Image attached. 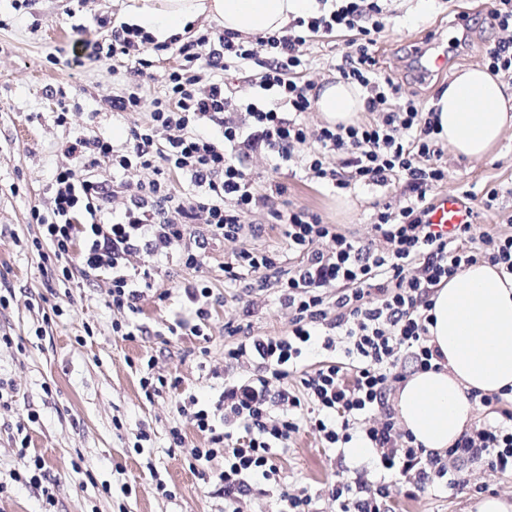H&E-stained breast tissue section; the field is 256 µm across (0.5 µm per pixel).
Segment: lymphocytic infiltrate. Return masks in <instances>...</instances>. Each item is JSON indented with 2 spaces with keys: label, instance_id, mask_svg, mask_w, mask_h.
Masks as SVG:
<instances>
[{
  "label": "lymphocytic infiltrate",
  "instance_id": "f902f5d3",
  "mask_svg": "<svg viewBox=\"0 0 512 512\" xmlns=\"http://www.w3.org/2000/svg\"><path fill=\"white\" fill-rule=\"evenodd\" d=\"M502 37L487 44L483 58L495 75L512 77V0H493L487 16ZM384 28L379 0H335L331 10H318L293 20L285 34H256L242 38L233 32L200 35L179 46L156 42L139 27H112L109 44H93L95 57L123 63L131 91L107 101L114 112H143L145 121L129 129L124 149L100 136L66 142V165L52 177L47 208H32V223L40 227L30 247L49 251L60 282L74 270L91 276L110 275L106 305L123 314L114 333L132 338L143 327L135 320L140 303L154 290L165 261L178 259L201 269L211 241L234 242L256 236L253 213H265L278 226L286 251L242 249L224 265L225 287L253 277L254 288L276 286L280 307L288 310L291 328L284 336H252L243 326H228L239 341L225 350L232 363L247 362L255 370L246 380H225L211 405L199 406L195 396L180 402L178 411L208 445L191 451V470L200 472L216 457L224 468L217 475L224 494V512H240L239 498L253 480L273 483L279 512H311L308 489L293 493L284 486L274 451L288 447L309 422L328 448H340L360 438L378 457L384 475L365 491L345 478L330 489L338 512H390L388 478L402 477L423 492L440 480L467 488V466L481 462L512 471V400L500 394L470 391L494 418L463 435L444 452L416 445L409 433H398L387 396L394 383L405 380L406 368L434 369L440 351L429 343L431 297L442 282L463 268L487 262L512 274V236L455 225L451 233L430 222L434 191L448 177L436 135L437 115L414 98L403 95L391 75L382 73L373 48ZM352 31L356 37L336 71L363 90L365 109L373 120L354 125L324 126L309 132L301 120L315 100L314 86L302 81L308 62L301 48L315 37ZM176 51L181 63L168 72L162 95L146 97L142 87L152 76L155 60ZM258 65V87L272 93L273 102L241 105L244 122L227 118L236 95L224 74L230 68ZM405 130L399 138L397 130ZM313 143L309 158L301 145ZM262 147L274 170L299 164L308 178L346 189L355 185L403 182L409 196L404 206L384 205L372 224L374 238L362 241L321 215L288 202L287 188L273 180L258 185L245 164V152ZM338 156L341 167L323 163ZM109 167L123 174L131 169L151 171L145 182L126 184L121 208H114V186L100 172ZM183 189H175L173 177ZM204 231L189 236L191 225ZM192 246H185V239ZM383 248H375V240ZM299 262L287 278L279 271L285 253ZM338 287L335 301L326 290ZM187 314L168 325L170 334L187 331L201 337L217 303L205 280L183 284ZM336 352L314 372H302L313 346ZM299 374V387L288 380ZM384 408L375 421L368 413ZM20 468L10 480L38 488L46 512L56 505L44 458L21 452Z\"/></svg>",
  "mask_w": 512,
  "mask_h": 512
}]
</instances>
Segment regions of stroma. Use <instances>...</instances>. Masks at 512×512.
Segmentation results:
<instances>
[{
    "label": "stroma",
    "instance_id": "1",
    "mask_svg": "<svg viewBox=\"0 0 512 512\" xmlns=\"http://www.w3.org/2000/svg\"><path fill=\"white\" fill-rule=\"evenodd\" d=\"M486 0H384L385 28L375 46L383 70L403 94L433 105L457 72L483 62V47L499 33L484 21ZM14 0H0V333L12 346H0V380L14 385L11 411L0 409V481L17 468L21 439L30 452L44 457L55 484L56 512H220L224 498L215 478L224 466L213 460L209 478L191 472L190 449L207 445L204 434L179 420L178 402L187 396L214 400L224 386V351L234 343L228 324L250 323L257 336H282L289 314L276 300L275 289L264 292L265 303L246 316L249 301L242 288L224 285V264L239 248L285 249L277 229L257 212L250 220L265 225L258 237L240 243L213 241L204 268L177 262L164 265L156 277V294L142 303L140 320L149 335L123 338L112 331L117 315L105 305L106 274L76 276L71 297L54 276L53 261L43 259L24 243L39 234L32 224V207L49 203L47 185L62 162V143L82 135H98L124 144L134 122L145 114L117 115L107 98L127 89L124 73L113 74L107 62L90 56L86 43L108 39L97 21L123 23L128 0H31L14 9ZM447 36L449 68L445 75L419 78L411 47L427 31ZM344 32L315 38L303 46L308 61L304 80L315 85L336 80L334 63L351 40ZM71 92L66 125L54 122L58 110L53 88ZM448 178L438 194L484 196L501 193L492 207H479L481 229L512 235V129L494 152L480 160L445 153ZM288 198L316 212L326 222L341 225L360 238L370 237L371 224L382 203L399 207L406 197L402 184L388 187L358 185L347 190L307 179L304 171L284 178ZM206 280L223 298L208 323L207 338L169 336L165 329L175 312L185 310L184 282ZM61 315H53L54 305ZM155 357L158 370L178 383L146 399L139 384L141 361ZM181 425L184 447L171 448L169 429ZM149 441L138 442L139 431ZM84 458L91 475L73 471L71 462ZM275 462L289 490L308 488L314 512H337L328 486L339 471L351 480H379L375 457L362 460L322 446L309 427H301L288 449L276 450ZM471 484L456 491L438 484L411 498L404 480L390 486L392 512H470L480 492L512 495V472L476 463Z\"/></svg>",
    "mask_w": 512,
    "mask_h": 512
}]
</instances>
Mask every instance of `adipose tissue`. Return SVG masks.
<instances>
[{
	"label": "adipose tissue",
	"mask_w": 512,
	"mask_h": 512,
	"mask_svg": "<svg viewBox=\"0 0 512 512\" xmlns=\"http://www.w3.org/2000/svg\"><path fill=\"white\" fill-rule=\"evenodd\" d=\"M316 0H130L128 21L164 42L204 18L242 35L284 33L311 14ZM439 136L455 156H487L512 125V87L476 66L461 71L434 104ZM315 109L328 125H350L364 110L357 84L344 80L318 91ZM430 343L443 355L441 370L417 371L404 381L393 407L402 429L424 448L441 452L472 426L476 403L512 388V275L478 263L436 288Z\"/></svg>",
	"instance_id": "1"
}]
</instances>
